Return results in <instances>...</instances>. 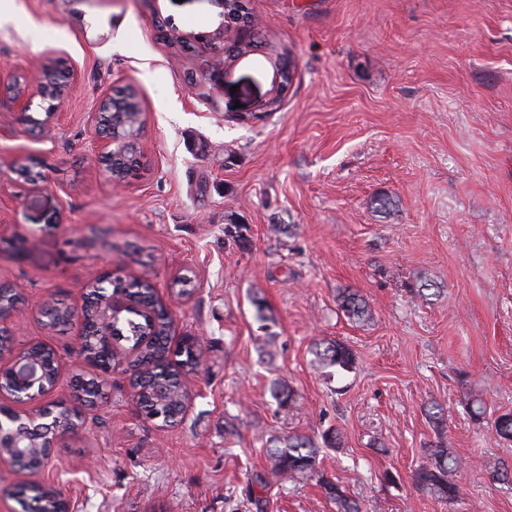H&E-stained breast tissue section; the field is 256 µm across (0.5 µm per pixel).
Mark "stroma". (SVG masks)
<instances>
[{
    "label": "stroma",
    "instance_id": "obj_1",
    "mask_svg": "<svg viewBox=\"0 0 512 512\" xmlns=\"http://www.w3.org/2000/svg\"><path fill=\"white\" fill-rule=\"evenodd\" d=\"M1 6L0 81L40 60L76 75L42 137L0 98V282L24 298L14 351L43 343L64 376L92 377L71 355L81 322L58 331L39 309L81 306L98 271L150 280L174 340L206 347L183 376V419L166 426L133 400L118 343L107 404L44 471L73 512H336L316 480L272 473L268 440L293 433L320 444L322 471L363 512H512V479L494 477L512 467V440L492 428L512 413V0H250L260 34L296 62L261 121L238 117L270 87L261 56L210 93L188 77L211 51L157 36L159 21L214 31L221 0ZM127 84L144 110V166L117 184L89 115ZM230 224L246 246L227 240ZM347 288L367 320L340 310ZM329 340L353 351L352 370L316 364ZM275 380L295 393L288 408ZM433 401L440 432L424 413ZM334 430L340 446H323ZM440 441L468 463L447 503L412 480Z\"/></svg>",
    "mask_w": 512,
    "mask_h": 512
}]
</instances>
